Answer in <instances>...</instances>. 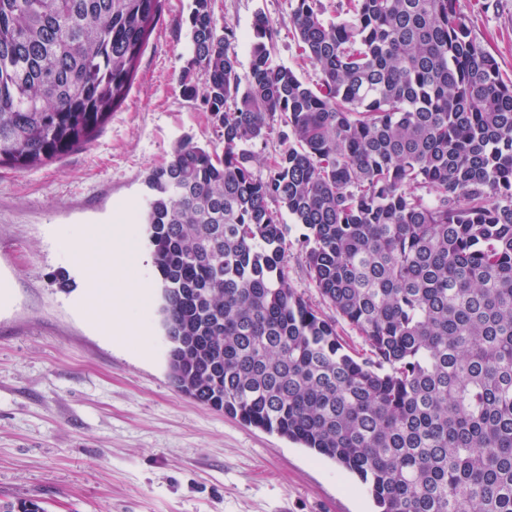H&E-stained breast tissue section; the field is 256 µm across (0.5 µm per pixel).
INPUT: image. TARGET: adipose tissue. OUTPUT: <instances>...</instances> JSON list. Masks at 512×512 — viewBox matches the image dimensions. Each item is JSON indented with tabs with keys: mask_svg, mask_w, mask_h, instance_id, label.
<instances>
[{
	"mask_svg": "<svg viewBox=\"0 0 512 512\" xmlns=\"http://www.w3.org/2000/svg\"><path fill=\"white\" fill-rule=\"evenodd\" d=\"M81 260L88 270L85 287L89 297L96 299L107 295L112 299L113 336L135 346L141 353H148V326L142 313L148 307L154 282L144 259L118 263L101 253L96 259Z\"/></svg>",
	"mask_w": 512,
	"mask_h": 512,
	"instance_id": "ef3b65f1",
	"label": "adipose tissue"
}]
</instances>
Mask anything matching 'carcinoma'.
Wrapping results in <instances>:
<instances>
[{"mask_svg":"<svg viewBox=\"0 0 512 512\" xmlns=\"http://www.w3.org/2000/svg\"><path fill=\"white\" fill-rule=\"evenodd\" d=\"M301 81L253 24L193 0L187 138L145 182L168 364L187 398L335 461L378 512H512V80L458 0H293ZM160 0H0V166L90 144L129 94ZM280 118L268 174L247 146ZM432 190L435 197L419 194ZM310 279L369 347L284 274L283 214ZM0 512H45L33 500Z\"/></svg>","mask_w":512,"mask_h":512,"instance_id":"1","label":"carcinoma"}]
</instances>
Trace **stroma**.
<instances>
[{
  "mask_svg": "<svg viewBox=\"0 0 512 512\" xmlns=\"http://www.w3.org/2000/svg\"><path fill=\"white\" fill-rule=\"evenodd\" d=\"M161 16L125 102L94 141L26 172L0 167V499H36L46 512H376L365 485L334 461L183 396L169 375L162 292L149 324L153 354L108 333V300L82 311L81 273L58 249L81 229L87 257L113 251L112 229L136 227L149 169L185 138L216 141L206 112L184 101L192 0H161ZM476 41L512 79V0H459ZM234 32L247 74L257 15L276 25L275 63L316 78L290 22L291 0H212ZM301 226L288 224L284 269L316 310L334 316L309 278ZM67 271L68 289L54 277Z\"/></svg>",
  "mask_w": 512,
  "mask_h": 512,
  "instance_id": "1",
  "label": "stroma"
}]
</instances>
